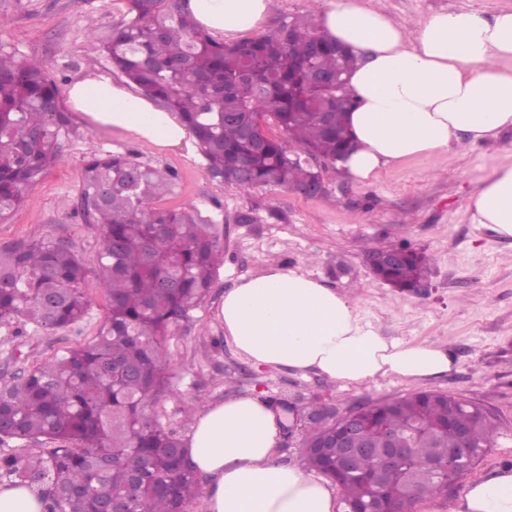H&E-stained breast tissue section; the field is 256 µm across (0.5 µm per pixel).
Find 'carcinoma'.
<instances>
[{
	"instance_id": "obj_1",
	"label": "carcinoma",
	"mask_w": 512,
	"mask_h": 512,
	"mask_svg": "<svg viewBox=\"0 0 512 512\" xmlns=\"http://www.w3.org/2000/svg\"><path fill=\"white\" fill-rule=\"evenodd\" d=\"M112 67L138 90L178 113L195 131L205 174L243 193L291 187L307 179L313 160L336 161L349 143L346 113L355 100L345 74L356 59L295 16L272 31L235 44L197 25L188 0H126L123 22L102 37ZM323 72L330 83L315 85ZM264 118L282 137L248 136ZM70 119L59 90L36 60L0 55V219L58 157ZM297 151H290V145ZM173 175L124 153L91 156L83 169L78 211L101 226L99 285L108 296V323L96 341L69 348L28 368L0 388V444L40 445L35 455L0 452V479L41 491L47 512H188L202 481L182 439L153 419L149 407L171 395L163 343L214 288L224 251L211 220L191 208L159 205ZM397 264L375 270L391 286L412 290L432 259L405 246ZM85 269L61 239L0 245V326L19 322L44 329L75 324L88 301ZM413 440L410 472L381 489L389 500L409 493L448 495L443 483L463 474L448 451L467 443L477 466L496 438L485 408L451 393L419 391L358 407ZM336 423L306 421L309 444ZM446 464L428 473L431 462ZM374 461L336 476L342 500H368Z\"/></svg>"
}]
</instances>
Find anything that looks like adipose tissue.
<instances>
[{
  "label": "adipose tissue",
  "instance_id": "ef3b65f1",
  "mask_svg": "<svg viewBox=\"0 0 512 512\" xmlns=\"http://www.w3.org/2000/svg\"><path fill=\"white\" fill-rule=\"evenodd\" d=\"M196 21L233 40L261 29L268 0H190ZM322 32L357 57L348 88L353 150L341 161L367 180L408 161L447 154L460 136L475 142L512 130V8L492 16L443 11L414 27L394 24L366 0H324ZM68 105L96 128L129 135L157 151L192 153L195 137L176 113L101 72L70 84ZM512 238V159L500 161L471 215ZM224 336L255 367L313 372L363 386L381 377L405 384L435 379L453 352L427 342L382 336L363 321L355 299L312 274L269 266L224 294L217 311ZM280 421L253 395L208 404L185 442L206 480L207 512H340L328 481L276 461ZM451 512H512V469L470 480Z\"/></svg>",
  "mask_w": 512,
  "mask_h": 512
}]
</instances>
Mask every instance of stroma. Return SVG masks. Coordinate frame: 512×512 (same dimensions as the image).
<instances>
[{
  "mask_svg": "<svg viewBox=\"0 0 512 512\" xmlns=\"http://www.w3.org/2000/svg\"><path fill=\"white\" fill-rule=\"evenodd\" d=\"M392 20L414 26L443 9L491 15L512 0H375ZM9 22L0 27V53L43 63L60 88L90 71L111 72L89 27L121 22L125 0H0ZM71 132L58 158L26 193L23 205L0 222V244L42 238L68 242L86 269L85 317L64 328L32 323L0 326V387L45 358L92 341L104 328L108 300L98 288L101 229L77 215L83 161L91 154L132 152L141 163L174 173V186L161 204L192 207L211 218L224 247L216 283L200 307L165 342L171 396L150 410L163 426L188 436L194 418L184 411L229 398L259 394L303 407L313 401L345 414L368 401L392 400L424 391H449L484 406L497 437L476 477L512 465V240L472 223V206L496 161L512 151V131L491 142L462 137L446 155L409 162L360 182L322 166L325 191L304 196L288 188L263 187L242 193L210 180L203 156L158 153L148 144L92 127L71 113ZM409 242L433 259L430 287L401 292L377 280L367 255ZM276 263L312 272L340 292L359 298L361 316L391 339L448 346L452 371L443 377L404 384L377 379L366 386L340 387L315 373L255 368L224 337L216 312L226 291Z\"/></svg>",
  "mask_w": 512,
  "mask_h": 512,
  "instance_id": "35a3bbf8",
  "label": "stroma"
}]
</instances>
